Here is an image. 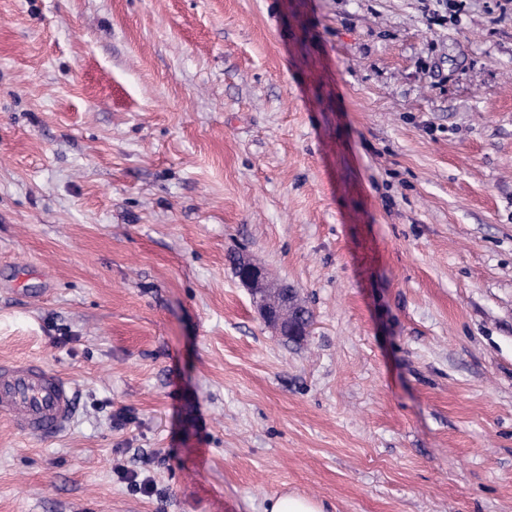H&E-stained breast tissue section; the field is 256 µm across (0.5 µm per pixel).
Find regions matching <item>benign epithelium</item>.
<instances>
[{
	"instance_id": "1",
	"label": "benign epithelium",
	"mask_w": 512,
	"mask_h": 512,
	"mask_svg": "<svg viewBox=\"0 0 512 512\" xmlns=\"http://www.w3.org/2000/svg\"><path fill=\"white\" fill-rule=\"evenodd\" d=\"M240 283L250 291L256 310L258 311L265 326L278 336L300 340L311 333L313 321L284 320L276 308L271 306L266 299V292L271 290L280 295L285 303H292L296 300L295 294L284 288L276 287L267 283L264 271L255 263L246 260L239 274Z\"/></svg>"
}]
</instances>
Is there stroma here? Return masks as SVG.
Listing matches in <instances>:
<instances>
[{"label": "stroma", "instance_id": "obj_1", "mask_svg": "<svg viewBox=\"0 0 512 512\" xmlns=\"http://www.w3.org/2000/svg\"><path fill=\"white\" fill-rule=\"evenodd\" d=\"M31 358L79 406L0 416V512H512V0H0ZM233 269L235 275H238L237 260H233ZM238 278L240 283L250 291L255 308L267 328L278 336L296 340L309 336L313 325L312 318L297 322L292 319L285 321L278 310L271 306L266 299V292L273 291L280 295L284 303L291 304L296 300V296L291 290L286 289L287 287H275L273 284L267 283L263 269L246 259H244V265ZM266 512H326L320 501L285 492L270 499Z\"/></svg>", "mask_w": 512, "mask_h": 512}]
</instances>
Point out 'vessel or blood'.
<instances>
[{
    "label": "vessel or blood",
    "instance_id": "1",
    "mask_svg": "<svg viewBox=\"0 0 512 512\" xmlns=\"http://www.w3.org/2000/svg\"><path fill=\"white\" fill-rule=\"evenodd\" d=\"M76 411L75 391L57 372L38 361L0 362V414L17 432L55 439Z\"/></svg>",
    "mask_w": 512,
    "mask_h": 512
}]
</instances>
